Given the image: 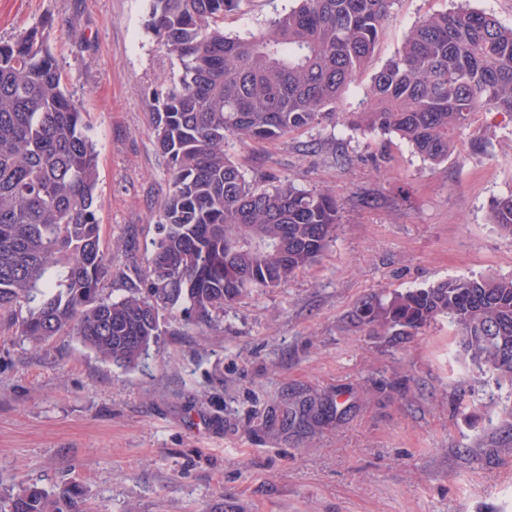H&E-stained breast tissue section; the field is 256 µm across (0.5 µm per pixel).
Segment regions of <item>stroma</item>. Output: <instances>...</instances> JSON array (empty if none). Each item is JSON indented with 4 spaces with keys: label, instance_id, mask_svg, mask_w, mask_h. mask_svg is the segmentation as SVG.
I'll return each instance as SVG.
<instances>
[{
    "label": "stroma",
    "instance_id": "35a3bbf8",
    "mask_svg": "<svg viewBox=\"0 0 512 512\" xmlns=\"http://www.w3.org/2000/svg\"><path fill=\"white\" fill-rule=\"evenodd\" d=\"M291 4L247 0L224 32L264 31ZM460 6L512 26V0H396L372 69L420 17ZM149 8L0 0V41L49 26L96 145L100 248L128 273L150 260L167 190L148 91L178 71ZM233 155L248 176L334 191L340 222L323 257L212 325L169 316L133 368L73 336L24 341L1 318L0 496L72 482L89 512H512V390L463 354L447 319L399 344L354 317L374 293L512 277V237L490 222L512 195V117L478 115L438 166L395 134L342 124ZM309 397L337 414L288 422Z\"/></svg>",
    "mask_w": 512,
    "mask_h": 512
}]
</instances>
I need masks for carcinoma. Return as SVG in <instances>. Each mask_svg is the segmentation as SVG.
<instances>
[{
    "label": "carcinoma",
    "instance_id": "1",
    "mask_svg": "<svg viewBox=\"0 0 512 512\" xmlns=\"http://www.w3.org/2000/svg\"><path fill=\"white\" fill-rule=\"evenodd\" d=\"M266 32L224 33L243 0H150L149 28L179 63L149 91L152 133L168 161L147 269L113 300L100 249L97 152L67 90L46 27L0 41V310L42 344L66 333L132 368L174 312L207 325L241 297L279 288L322 257L339 224L333 192L273 175L248 177L230 150L340 117L343 94L370 67L395 0H296ZM487 112L512 115V27L475 10L427 14L374 71L347 121L394 133L433 165ZM490 220L512 237V195ZM357 320L406 343L445 317L461 351L512 389V278L478 276L371 295ZM335 411L312 398L289 420ZM0 512H85L79 485H29Z\"/></svg>",
    "mask_w": 512,
    "mask_h": 512
}]
</instances>
